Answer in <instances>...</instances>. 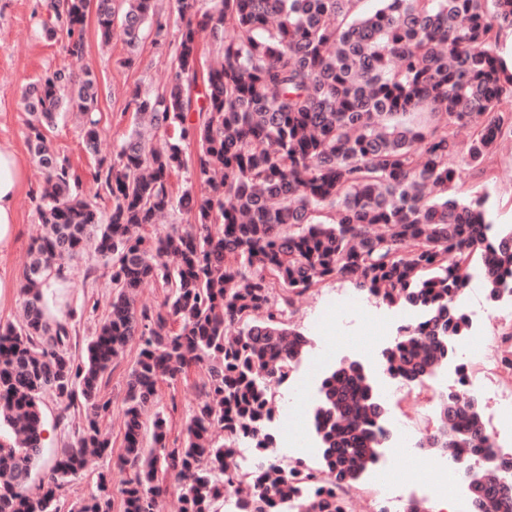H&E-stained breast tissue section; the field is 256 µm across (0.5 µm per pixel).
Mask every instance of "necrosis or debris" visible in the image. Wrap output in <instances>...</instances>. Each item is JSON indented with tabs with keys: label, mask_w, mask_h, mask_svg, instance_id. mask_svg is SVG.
Masks as SVG:
<instances>
[{
	"label": "necrosis or debris",
	"mask_w": 512,
	"mask_h": 512,
	"mask_svg": "<svg viewBox=\"0 0 512 512\" xmlns=\"http://www.w3.org/2000/svg\"><path fill=\"white\" fill-rule=\"evenodd\" d=\"M454 304L465 313L471 328L467 336L456 340L455 356L445 364L443 373L427 379L385 372L379 389L381 400H396L427 386L432 387L433 396L438 399L454 395L458 387L464 386L472 389L475 399L491 405L497 413H512V359L488 352L489 338L480 316L470 310L466 292H459ZM336 364V349L328 346L310 357L304 369H292L288 392L281 397L284 413L272 419L276 432L283 437V445L273 449L267 459L246 456L247 469L253 477H261L271 461L289 470L297 465L313 464L318 450L310 425V391ZM483 427L486 449L478 454L462 444L447 449L432 466L431 482L422 488L418 485L416 464L423 456L421 443L432 433L430 426L382 409L376 419V430L383 436L378 465L366 473L363 487H345L338 495L350 500L360 495L362 489H370L378 512H408L410 504L419 499L447 505L449 512H474L470 489L473 472L497 466L502 458L512 456V430L496 428L488 421ZM395 455L407 460L403 472H395L390 464Z\"/></svg>",
	"instance_id": "necrosis-or-debris-1"
}]
</instances>
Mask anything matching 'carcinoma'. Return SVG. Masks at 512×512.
<instances>
[{
	"instance_id": "1",
	"label": "carcinoma",
	"mask_w": 512,
	"mask_h": 512,
	"mask_svg": "<svg viewBox=\"0 0 512 512\" xmlns=\"http://www.w3.org/2000/svg\"><path fill=\"white\" fill-rule=\"evenodd\" d=\"M176 0L180 17L167 86L136 89L135 120L116 158L101 160L95 197L56 152L47 131L58 114L80 119L85 150L101 134L96 75L60 67L21 92L30 115L28 145L45 171L36 198L43 233L22 270L23 315L0 326V512H61L60 491L90 455L112 447L99 420L109 412L104 388L112 365L134 342L137 355L124 399L121 463L134 469L118 491L123 512H157L173 471L183 482L181 512H222L224 485L245 475L243 438L259 453L272 447L265 422L273 382L288 377L311 340L290 322L293 296L340 278L389 306L420 312L382 351L396 374H433L454 354L467 320L453 306L465 276L479 268L490 301L512 269V225L488 219V188L459 192L458 132L469 130L468 169L486 173L498 141L512 136V64L499 47L512 28V0ZM43 29L62 37L70 56L85 52L94 15L107 43L120 30L126 62L138 57L156 15L154 0H48ZM161 132L165 147L151 137ZM191 170L177 197L170 177ZM186 213L161 238L143 233L165 211ZM95 243L111 265L110 310L81 352L72 327L50 325L42 287L68 276L66 261ZM412 243L408 253L400 250ZM164 290L155 308L136 291ZM238 329L225 340V329ZM197 377L200 397L181 436L170 439L161 412L146 420L166 379ZM314 423L317 473L338 487L359 484L381 447L373 431L375 390L358 366L323 378ZM58 420L84 413L86 424L46 471L40 493L24 491L44 448L42 404ZM471 432L443 424L442 448L457 440L485 447L482 412L466 408ZM312 470L284 474L268 465L251 485L252 512H328ZM486 512H512V495L481 487ZM112 488L71 512H112ZM333 512H344L336 500Z\"/></svg>"
}]
</instances>
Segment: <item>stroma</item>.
Returning a JSON list of instances; mask_svg holds the SVG:
<instances>
[{"mask_svg": "<svg viewBox=\"0 0 512 512\" xmlns=\"http://www.w3.org/2000/svg\"><path fill=\"white\" fill-rule=\"evenodd\" d=\"M45 0H0V143H10L17 151L26 182L18 199V234L14 247L0 254V278L12 280L10 288L0 292V325L18 323L22 313L21 297L14 284L19 281L27 260L31 241L38 237L43 226L35 213L33 198L38 195L43 175L30 153L26 136L28 115L21 104V91L31 81L66 65L68 59L60 40L48 39L39 24L36 10ZM160 18L165 23V36L155 41L146 36L140 55L126 63V47L121 36H113L109 44H101L95 19L86 25V48L82 66L91 69L99 83V117L101 137L97 153L86 152L82 143L80 123L74 115L58 119L48 137L53 148L67 156L83 174L82 191L93 197L96 186L92 173L98 159L112 160L130 129L132 109L129 105L134 90L162 89L171 69L174 46L178 37L179 18L175 0H158ZM489 187L488 206L496 223L512 224V137L499 141L483 179ZM69 285L48 288L44 301L51 321H70L77 334L71 340L73 350H80L106 317L114 290L109 268L100 265L98 258L85 254L70 261ZM350 286L340 279H331L318 287L296 296L291 321L304 334L310 335L314 346L336 342L335 333L320 337L313 333V322L325 302L336 294L349 292ZM378 323L356 321L358 336L376 339L381 349L390 345L396 328L405 316L398 306L379 305ZM379 353L363 358L362 364L370 379H378ZM136 356L135 347H128L108 377L105 388L112 399L110 413L103 419V430L120 444L124 417L122 400L126 380ZM199 392L193 382L167 381L159 389L158 410L169 412L173 433H180L198 401ZM44 460H52L65 444L73 442L84 425L83 417L57 424L58 407L52 398H45ZM133 474L130 467L118 466L113 456H105L72 477L63 490L62 501L70 506L89 499L97 492L100 477H107L113 489H120Z\"/></svg>", "mask_w": 512, "mask_h": 512, "instance_id": "1", "label": "stroma"}]
</instances>
